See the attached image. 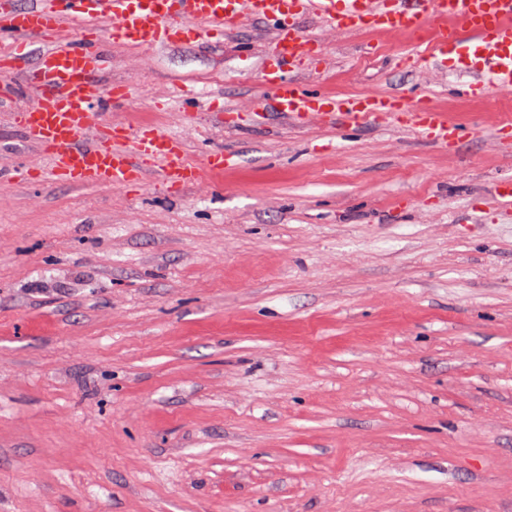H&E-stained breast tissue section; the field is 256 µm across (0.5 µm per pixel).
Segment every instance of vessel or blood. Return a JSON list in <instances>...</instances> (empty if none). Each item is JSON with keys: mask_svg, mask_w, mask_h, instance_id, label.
<instances>
[{"mask_svg": "<svg viewBox=\"0 0 512 512\" xmlns=\"http://www.w3.org/2000/svg\"><path fill=\"white\" fill-rule=\"evenodd\" d=\"M312 15L338 32L369 28L414 35L408 62L462 76L461 91L472 97L512 94V0H27L23 6L0 0V77L24 72L28 87L37 91L38 105L16 112L14 123L48 159L42 169L0 170V180L128 188L154 175L162 187L182 189L205 184L209 173L232 165V154L221 150L202 163L190 160L180 135L150 127L131 138L125 124L107 121L104 103L127 101L132 92L97 84L106 66L99 49L104 37L132 47L178 45L208 38L215 29L236 30L248 16L272 25L276 34L253 122L276 113L308 125L331 115L355 126L400 111L396 93L341 98L305 90L295 80L296 72L324 62L319 39L299 28ZM31 54L36 60L29 66ZM408 119L440 147L462 136L428 102Z\"/></svg>", "mask_w": 512, "mask_h": 512, "instance_id": "1", "label": "vessel or blood"}]
</instances>
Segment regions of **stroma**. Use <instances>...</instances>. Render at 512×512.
Returning a JSON list of instances; mask_svg holds the SVG:
<instances>
[{
  "label": "stroma",
  "instance_id": "1",
  "mask_svg": "<svg viewBox=\"0 0 512 512\" xmlns=\"http://www.w3.org/2000/svg\"><path fill=\"white\" fill-rule=\"evenodd\" d=\"M341 96L427 98L353 129L224 124L263 94L272 26L102 40L107 117L234 156L168 192L0 182V512H512V111L406 60L411 39L314 18ZM201 98L174 103L179 86ZM0 80V167L44 165ZM406 117L427 140L439 147L458 143L463 136L461 129L448 119V115L429 102H423L416 112L407 113Z\"/></svg>",
  "mask_w": 512,
  "mask_h": 512
}]
</instances>
